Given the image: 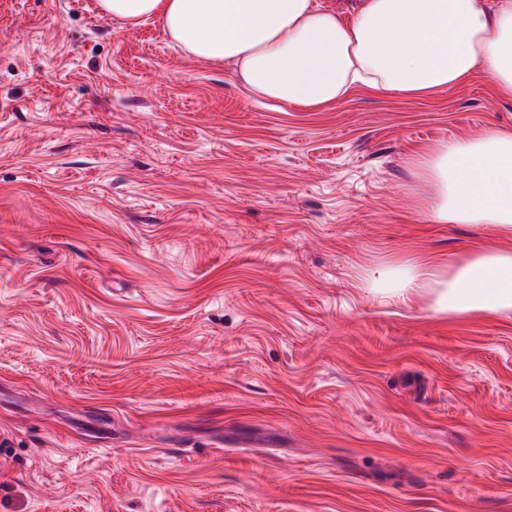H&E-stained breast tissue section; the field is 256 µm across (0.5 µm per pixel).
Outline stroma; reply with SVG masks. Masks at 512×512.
<instances>
[{
	"label": "stroma",
	"instance_id": "35a3bbf8",
	"mask_svg": "<svg viewBox=\"0 0 512 512\" xmlns=\"http://www.w3.org/2000/svg\"><path fill=\"white\" fill-rule=\"evenodd\" d=\"M478 73L297 108L98 0H0V512H512V316L387 300L451 262L426 147Z\"/></svg>",
	"mask_w": 512,
	"mask_h": 512
}]
</instances>
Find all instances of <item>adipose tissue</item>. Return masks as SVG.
I'll list each match as a JSON object with an SVG mask.
<instances>
[{"mask_svg":"<svg viewBox=\"0 0 512 512\" xmlns=\"http://www.w3.org/2000/svg\"><path fill=\"white\" fill-rule=\"evenodd\" d=\"M130 26L160 17L192 55L232 63L261 97L334 103L362 86L421 96L488 75L512 100V0H360L351 21L319 0H99ZM413 165L435 185L437 224H486L492 240L448 263L413 257L370 270L373 293L421 294L441 316H512V128L437 144Z\"/></svg>","mask_w":512,"mask_h":512,"instance_id":"1","label":"adipose tissue"}]
</instances>
